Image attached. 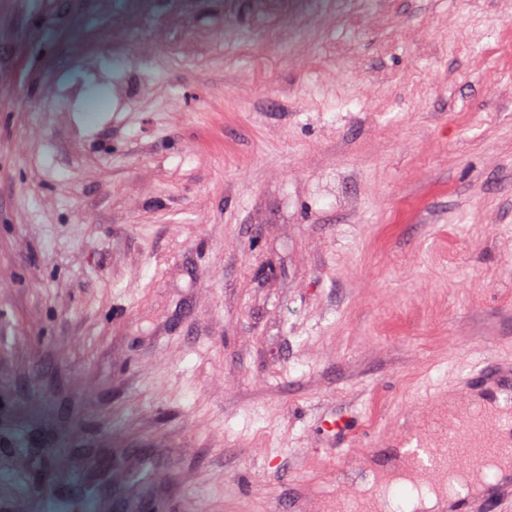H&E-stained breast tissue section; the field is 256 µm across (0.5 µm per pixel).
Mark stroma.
<instances>
[{
	"label": "stroma",
	"instance_id": "stroma-1",
	"mask_svg": "<svg viewBox=\"0 0 512 512\" xmlns=\"http://www.w3.org/2000/svg\"><path fill=\"white\" fill-rule=\"evenodd\" d=\"M512 358V0H0V506L336 512Z\"/></svg>",
	"mask_w": 512,
	"mask_h": 512
}]
</instances>
